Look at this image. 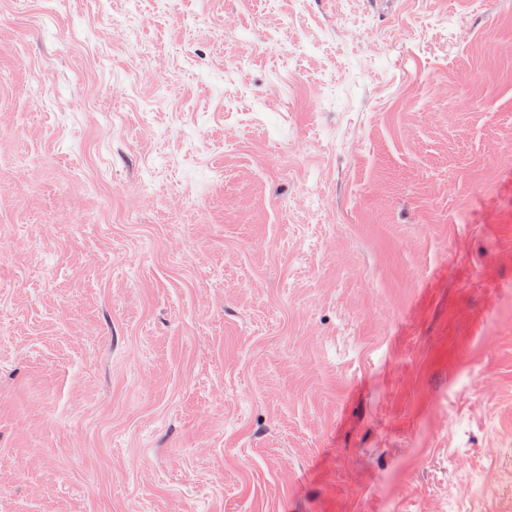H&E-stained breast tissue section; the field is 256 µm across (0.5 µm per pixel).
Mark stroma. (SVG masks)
I'll use <instances>...</instances> for the list:
<instances>
[{
	"label": "stroma",
	"instance_id": "stroma-1",
	"mask_svg": "<svg viewBox=\"0 0 512 512\" xmlns=\"http://www.w3.org/2000/svg\"><path fill=\"white\" fill-rule=\"evenodd\" d=\"M512 6L0 0V512H512Z\"/></svg>",
	"mask_w": 512,
	"mask_h": 512
}]
</instances>
